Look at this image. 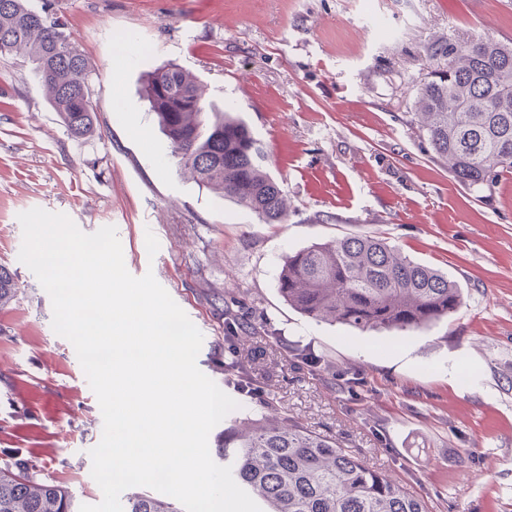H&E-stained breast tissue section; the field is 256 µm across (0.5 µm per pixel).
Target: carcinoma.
Instances as JSON below:
<instances>
[{"label":"carcinoma","mask_w":512,"mask_h":512,"mask_svg":"<svg viewBox=\"0 0 512 512\" xmlns=\"http://www.w3.org/2000/svg\"><path fill=\"white\" fill-rule=\"evenodd\" d=\"M33 66L68 135L98 134L96 102L87 98L93 69L69 32L65 14L31 0H0V56ZM442 61L418 85L420 131L434 157L474 190L489 189L512 169V45L498 40L437 42ZM142 93L170 143L176 165L202 187L264 224H282L286 199L243 120L214 103L173 63L146 75ZM277 287L290 307L328 324L360 330H418L455 312L462 295L441 271L416 263L372 236H344L299 250L281 265ZM18 296L15 273L0 265V308ZM232 450L235 482L267 512H429L384 471L335 439L298 422L251 419L224 430L219 454ZM0 512H79L68 488L40 480L25 462L0 465ZM123 512H181L174 503L134 492Z\"/></svg>","instance_id":"cac0c4a2"}]
</instances>
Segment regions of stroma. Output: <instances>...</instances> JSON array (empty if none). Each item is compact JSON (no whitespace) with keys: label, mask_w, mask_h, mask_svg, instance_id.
Segmentation results:
<instances>
[{"label":"stroma","mask_w":512,"mask_h":512,"mask_svg":"<svg viewBox=\"0 0 512 512\" xmlns=\"http://www.w3.org/2000/svg\"><path fill=\"white\" fill-rule=\"evenodd\" d=\"M90 59L98 135L72 140L32 66L0 57V463L33 464L81 503L102 492L90 449L102 414L52 304L21 263L19 213L112 225L127 270L153 272L204 336L199 369L239 404L209 434L259 410L339 439L431 512H512V170L474 192L432 157L414 97L438 39H512V0H59ZM141 49L119 54L121 34ZM166 63L191 72L260 141L288 200L263 224L170 158L142 97ZM160 247L148 255L146 234ZM350 235L384 239L448 274L461 307L428 329L361 331L288 306L289 254ZM236 359L265 393L224 368ZM15 273L6 265H0V308L10 305L18 296Z\"/></svg>","instance_id":"stroma-1"}]
</instances>
